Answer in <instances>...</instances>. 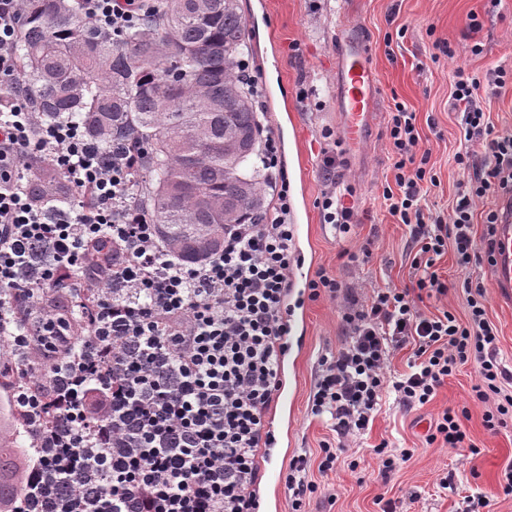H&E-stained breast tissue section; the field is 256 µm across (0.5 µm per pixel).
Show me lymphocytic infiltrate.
<instances>
[{
	"mask_svg": "<svg viewBox=\"0 0 512 512\" xmlns=\"http://www.w3.org/2000/svg\"><path fill=\"white\" fill-rule=\"evenodd\" d=\"M152 0H82L84 19L121 34ZM25 0H0V371L16 375L7 403L22 416L29 475L17 512H256L259 455L270 437L269 410L288 335V290L295 256L290 182L279 147L266 137L262 168L272 191L263 217L228 224L220 249L184 264L132 196L143 149L87 137L79 124L46 121L18 86L16 45ZM482 81L457 69L451 106L466 141L485 163L449 215L425 211L436 184L415 112L394 102L390 140L394 181L381 198L410 229L414 275L401 288L359 296L317 269L310 298L339 301L343 342L315 372L311 411L329 416L335 441L323 442L318 470H335L373 422L383 395L405 411L431 402L460 366L478 377L472 397L494 402L488 430L512 417V371L499 357L497 329L482 289L468 293V318L425 313L448 285L436 262L453 251L460 269L480 263L476 202L512 189V132H496L481 105ZM339 140L321 149L325 223L355 222L342 187ZM57 171L68 194L34 180ZM106 239L112 263L86 269L88 243ZM98 300L82 306L87 288ZM81 314L76 334L68 317ZM412 347L409 372L388 371L396 350ZM468 410L443 409L427 443L468 445Z\"/></svg>",
	"mask_w": 512,
	"mask_h": 512,
	"instance_id": "lymphocytic-infiltrate-1",
	"label": "lymphocytic infiltrate"
}]
</instances>
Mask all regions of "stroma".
<instances>
[{
	"instance_id": "1",
	"label": "stroma",
	"mask_w": 512,
	"mask_h": 512,
	"mask_svg": "<svg viewBox=\"0 0 512 512\" xmlns=\"http://www.w3.org/2000/svg\"><path fill=\"white\" fill-rule=\"evenodd\" d=\"M250 34L249 66L263 88L264 129L280 147L293 198L292 221L310 226L316 266L327 269L363 293L408 284L412 270L409 230L396 223L381 204L386 178L392 176L389 140L390 105L400 99L417 115L423 147L432 152L430 164L438 179L425 200L428 209L450 212L456 195L481 166L482 149L465 141L456 112L451 111L452 74L457 68L478 75L504 66L512 68V0H240ZM478 13L481 28L470 32V13ZM357 24L369 40L378 90L374 124L362 151L344 157L345 181L354 191L356 222L348 232L325 224L317 201L323 189L320 143L323 131L341 132L336 111L334 55L336 27ZM447 42L451 55L439 53ZM480 54H472V45ZM311 90L308 103L296 98L297 85ZM470 156L469 167L456 164V153ZM371 244L369 261L351 264L350 253ZM437 266L448 283L441 303L424 301V311L448 308L459 320L468 314L465 285L482 287L489 320L499 333V357L512 370V307L498 301L485 264L461 273L453 254ZM306 349L296 370L291 454H315L333 433L325 419L311 412L309 396L319 360L342 341L339 308L328 296L307 301ZM472 366L460 367L424 407L399 409L393 396H384L382 408L356 445L357 471L340 468L322 475L310 469L317 486L305 512H379L378 497L395 501L397 512H466L467 497L483 496L491 512H512V495H504V471L512 464V424L498 432L484 426L488 404L475 401ZM468 409L465 422L472 448L427 444L428 423L444 408ZM413 449L407 463L380 474L371 450L381 442ZM452 476L453 489L440 485Z\"/></svg>"
}]
</instances>
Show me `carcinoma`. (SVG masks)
<instances>
[{
	"mask_svg": "<svg viewBox=\"0 0 512 512\" xmlns=\"http://www.w3.org/2000/svg\"><path fill=\"white\" fill-rule=\"evenodd\" d=\"M247 53L239 0H158L119 37L87 24L79 0H26L17 44L20 83L46 119L145 148L135 198L189 262L218 246L224 225L266 211L260 121L235 77ZM107 254L95 242L84 261ZM16 420L0 408V512L24 488Z\"/></svg>",
	"mask_w": 512,
	"mask_h": 512,
	"instance_id": "cac0c4a2",
	"label": "carcinoma"
}]
</instances>
